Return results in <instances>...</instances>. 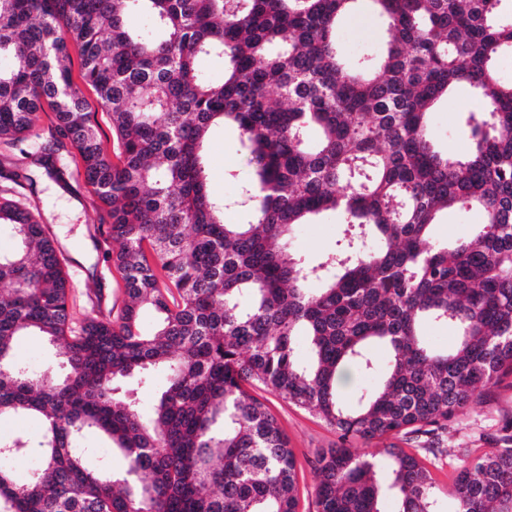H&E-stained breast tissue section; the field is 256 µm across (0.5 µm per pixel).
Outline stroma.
<instances>
[{
    "mask_svg": "<svg viewBox=\"0 0 512 512\" xmlns=\"http://www.w3.org/2000/svg\"><path fill=\"white\" fill-rule=\"evenodd\" d=\"M385 27L368 9H361L343 19L337 30V44L342 56L350 62L375 55L384 46ZM474 100L467 86H459L430 117L435 145L454 154H467L468 133L461 115ZM209 158L208 179L214 194L232 197L249 177L244 149L237 134L228 127L210 130L206 139ZM59 154L69 165L63 180L46 175L36 159H27L33 187L15 185L10 174L19 153L11 145L0 143V192L17 191L24 200L37 206L43 221L57 240L65 269L72 282L70 306L76 319L116 313L124 304L123 282L112 263L113 242L104 222V212L92 188L78 177L74 165L78 159L75 147L62 141ZM346 229L340 215L323 213L313 223L298 226L294 248L314 258L334 248ZM16 359L33 370H52L62 375L67 371L58 348L42 337H21L14 346ZM494 400L487 408H468L458 414L444 435L442 454L434 457L433 471L440 485L465 462L464 449L479 456L495 446L494 434L500 419L512 418V376L493 389ZM274 411L294 449L300 464L299 512H314L315 477L307 461L321 449L335 447L336 433L307 411L281 400H274Z\"/></svg>",
    "mask_w": 512,
    "mask_h": 512,
    "instance_id": "stroma-1",
    "label": "stroma"
}]
</instances>
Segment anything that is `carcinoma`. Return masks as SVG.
<instances>
[{
	"label": "carcinoma",
	"mask_w": 512,
	"mask_h": 512,
	"mask_svg": "<svg viewBox=\"0 0 512 512\" xmlns=\"http://www.w3.org/2000/svg\"><path fill=\"white\" fill-rule=\"evenodd\" d=\"M357 2L0 0V142L37 147L57 180L53 147L72 142L125 294L118 315L75 319L39 209L0 196L13 240L0 251V417L42 421L0 437V457L40 461L25 483L0 466V512H297L294 449L253 388L336 431L313 462L316 512H386L387 499L393 512H440L427 454L512 375V82L498 72L512 0H369L389 40L348 64L336 24ZM130 12L151 32L130 31ZM71 42L112 119L110 153L66 64ZM201 56L220 80L197 69ZM461 83L475 107L471 150L456 157L434 149L429 114ZM46 105L54 122L40 132ZM217 124L236 129L253 167L232 198L209 187L203 146ZM232 207L246 223L224 222ZM453 208L481 220L450 245L432 230ZM328 211L348 234L309 261L292 233ZM428 321L456 334L453 350L429 344ZM26 334L61 348L64 379L14 358ZM351 364L371 384L347 402L336 374ZM157 369L168 383L146 417L118 383ZM90 429L124 474L89 462ZM385 436L416 447L387 448L380 464L358 452ZM451 495L454 512H512V420L456 471Z\"/></svg>",
	"instance_id": "carcinoma-1"
}]
</instances>
